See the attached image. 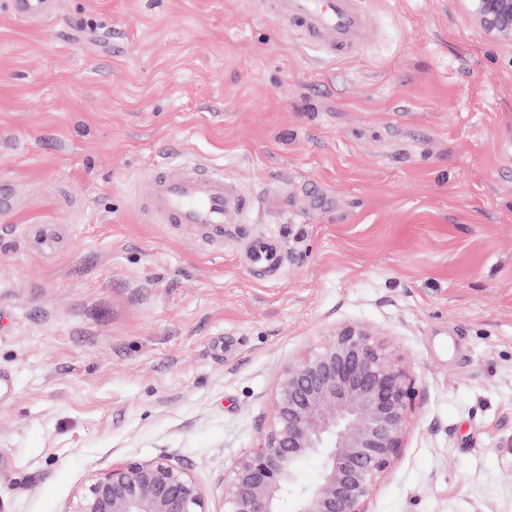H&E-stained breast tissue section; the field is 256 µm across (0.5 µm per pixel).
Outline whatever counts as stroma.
<instances>
[{
    "label": "stroma",
    "mask_w": 512,
    "mask_h": 512,
    "mask_svg": "<svg viewBox=\"0 0 512 512\" xmlns=\"http://www.w3.org/2000/svg\"><path fill=\"white\" fill-rule=\"evenodd\" d=\"M333 63L252 0L0 10V512L169 458L217 481L263 442L283 366L373 327L419 394L368 512H512V46L467 0H372ZM223 167L280 274L147 223L136 175ZM17 224H57L30 250Z\"/></svg>",
    "instance_id": "1"
}]
</instances>
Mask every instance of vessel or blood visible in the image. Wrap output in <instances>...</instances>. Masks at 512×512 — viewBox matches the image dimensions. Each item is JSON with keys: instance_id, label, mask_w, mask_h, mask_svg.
<instances>
[{"instance_id": "vessel-or-blood-1", "label": "vessel or blood", "mask_w": 512, "mask_h": 512, "mask_svg": "<svg viewBox=\"0 0 512 512\" xmlns=\"http://www.w3.org/2000/svg\"><path fill=\"white\" fill-rule=\"evenodd\" d=\"M259 10L287 33L299 36L316 56L336 60L359 52L368 28V0H257ZM0 9L25 21L50 17L58 0H0ZM135 203L152 223L168 230L193 228L202 242L222 247L240 234L252 199L221 167L155 165L137 179ZM251 268L271 275L284 265L278 242L254 235L246 242Z\"/></svg>"}]
</instances>
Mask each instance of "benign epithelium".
Wrapping results in <instances>:
<instances>
[{
	"mask_svg": "<svg viewBox=\"0 0 512 512\" xmlns=\"http://www.w3.org/2000/svg\"><path fill=\"white\" fill-rule=\"evenodd\" d=\"M471 20L512 44V0H468ZM415 380L369 327L344 324L280 374L264 443L222 487L224 512H367L403 448ZM322 460L317 484L298 482L300 460ZM206 491L167 458L130 460L92 476L70 512H207Z\"/></svg>",
	"mask_w": 512,
	"mask_h": 512,
	"instance_id": "1",
	"label": "benign epithelium"
}]
</instances>
